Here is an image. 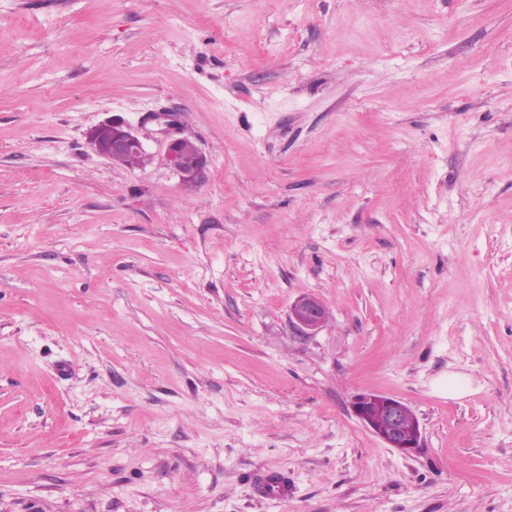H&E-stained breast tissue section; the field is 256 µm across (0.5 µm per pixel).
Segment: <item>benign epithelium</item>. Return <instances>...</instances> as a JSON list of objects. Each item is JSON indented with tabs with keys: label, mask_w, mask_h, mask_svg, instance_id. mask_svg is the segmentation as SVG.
Returning <instances> with one entry per match:
<instances>
[{
	"label": "benign epithelium",
	"mask_w": 512,
	"mask_h": 512,
	"mask_svg": "<svg viewBox=\"0 0 512 512\" xmlns=\"http://www.w3.org/2000/svg\"><path fill=\"white\" fill-rule=\"evenodd\" d=\"M89 141L98 154L114 162L121 161L132 152L145 151L138 133L117 118L95 126ZM183 142L182 138L170 140L167 158L180 181L195 182L202 176L207 158L200 150L191 157L186 156L182 150ZM328 317L325 304L312 295H302L290 306V321L302 333L311 334L319 330ZM350 408L359 422L387 447L403 454H410L421 447L420 422L403 401L386 394L364 392L353 397Z\"/></svg>",
	"instance_id": "benign-epithelium-1"
}]
</instances>
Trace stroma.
<instances>
[{
  "instance_id": "35a3bbf8",
  "label": "stroma",
  "mask_w": 512,
  "mask_h": 512,
  "mask_svg": "<svg viewBox=\"0 0 512 512\" xmlns=\"http://www.w3.org/2000/svg\"><path fill=\"white\" fill-rule=\"evenodd\" d=\"M0 512H512V0H0ZM89 141L98 154L113 162H120L124 158L121 164L129 167L143 166L146 162L144 153L127 156L132 152L146 151L138 133L120 119L112 118L95 126L90 132ZM184 141L183 138L171 139L166 149L167 158L180 181L196 182L207 166V158L191 141ZM182 148L187 154L197 151L192 157H187ZM329 312L325 304L312 295H302L290 306L289 318L301 333L312 334L328 320ZM351 412L383 444L403 454L421 448L422 428L403 401L381 393L364 392L353 397ZM259 490L263 496L280 501H286L293 495V489L288 481L276 474L270 475Z\"/></svg>"
}]
</instances>
